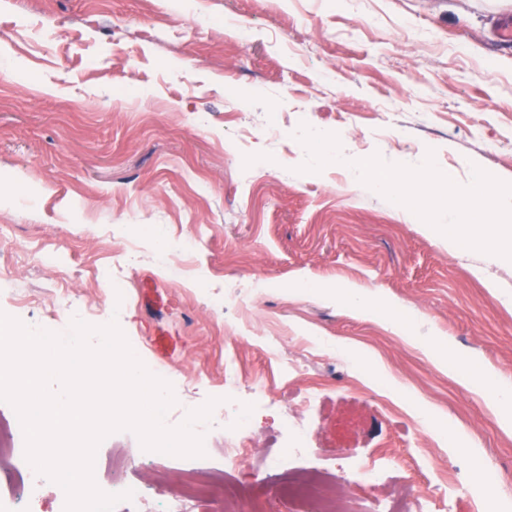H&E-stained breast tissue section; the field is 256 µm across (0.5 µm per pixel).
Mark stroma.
<instances>
[{"instance_id": "35a3bbf8", "label": "stroma", "mask_w": 512, "mask_h": 512, "mask_svg": "<svg viewBox=\"0 0 512 512\" xmlns=\"http://www.w3.org/2000/svg\"><path fill=\"white\" fill-rule=\"evenodd\" d=\"M505 16L512 0H0V288L25 291L46 330L65 334L69 320L42 304L54 291L77 286L79 310L104 304L98 268L129 238L151 248L143 227L200 236L182 278L144 261L119 271L120 327L152 359L216 384L232 360L242 389L265 381L276 402L254 413L253 442L277 445L295 411L319 450L296 466L329 468L370 512L404 483L434 492L441 470L458 487L453 512H471L476 455L511 508L512 431L479 376L512 379V264L449 252L350 166L375 154L417 165L431 151L458 184L476 166L512 183ZM39 23L59 32L50 49ZM303 124L337 134L344 163L299 172ZM233 283L256 284L247 310L217 312ZM351 286L367 312L328 296ZM271 336L301 373L266 356ZM421 414L455 424L468 450L432 445L413 427ZM387 448L408 467L355 482L351 453Z\"/></svg>"}]
</instances>
